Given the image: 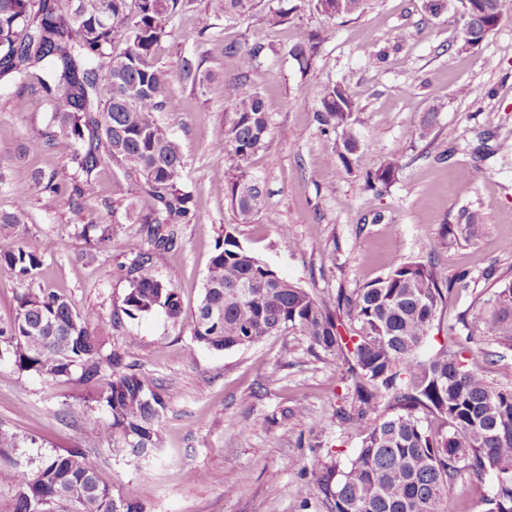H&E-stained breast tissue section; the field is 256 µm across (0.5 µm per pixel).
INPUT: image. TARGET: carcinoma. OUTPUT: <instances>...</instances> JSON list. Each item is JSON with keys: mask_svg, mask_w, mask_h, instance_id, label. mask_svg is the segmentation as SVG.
<instances>
[{"mask_svg": "<svg viewBox=\"0 0 512 512\" xmlns=\"http://www.w3.org/2000/svg\"><path fill=\"white\" fill-rule=\"evenodd\" d=\"M184 0H0V78L21 89L41 92L50 104V130L40 147L56 137L74 144L72 162L85 178L115 161L123 176L138 186L146 203L125 209L129 224L142 225L150 249L132 260L130 288L122 312L135 318L163 310L181 316L177 293L160 278L157 267L180 241L179 225L193 217V196L181 181L179 143L158 113L170 92V73L158 65L155 47L169 36V25ZM226 15L249 17L261 0H218ZM270 5L271 27L288 23L292 9ZM329 21L361 14L366 0H311ZM504 0H424L432 16L448 11L464 19L453 45L464 50L469 34L483 26L493 31L503 15ZM126 34L117 53L115 36ZM332 27L301 29L288 51L300 72L307 71ZM263 47H225L237 79L224 113V137L215 151H230L235 173L224 186L241 221L264 206L260 181L242 166L267 144L270 119L261 94L244 78ZM322 122L341 130L326 162H341L362 174L370 190L388 187L399 172L400 153L373 159L352 127L356 105L342 83L327 84L319 96ZM23 206L0 212V235L21 223ZM481 216L464 210L448 228L454 239L469 240ZM81 234L102 243L112 236L103 212L84 211ZM0 265L21 279L36 280L41 251L19 246L0 252ZM436 268L422 261L398 262L390 272L329 305L306 289L279 277L245 249L233 229L212 256L201 302L193 320L196 343L224 351L247 347L289 327L299 329L311 347L348 366L350 409L336 413L341 423L363 427L359 448L342 466H327L312 477L329 512H447L448 487L460 467L477 479L490 474L493 488L488 512H512V388L493 384L469 366L456 345L422 351L438 312L452 288L441 287ZM95 313L74 312L70 300L55 292L30 289L18 297L15 317L0 325V361L16 372L46 379L78 376L90 383L101 371L112 380L77 414L100 438L133 455L160 445L156 423L166 404L158 387L122 368V358L106 353L91 329ZM470 336H488L512 351V279L496 281L495 290L462 318ZM441 422L434 431L428 419ZM17 488L14 512H33L37 498L50 501L49 512H141L136 492L115 495L100 484L95 461L74 449L43 457L29 474L0 468V483Z\"/></svg>", "mask_w": 512, "mask_h": 512, "instance_id": "carcinoma-1", "label": "carcinoma"}]
</instances>
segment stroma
Segmentation results:
<instances>
[{
  "label": "stroma",
  "mask_w": 512,
  "mask_h": 512,
  "mask_svg": "<svg viewBox=\"0 0 512 512\" xmlns=\"http://www.w3.org/2000/svg\"><path fill=\"white\" fill-rule=\"evenodd\" d=\"M290 2L288 23L272 28L260 9L238 18L213 12L210 0H186L156 49L171 76L159 119L182 147V179L197 214L158 267L180 297L176 320L161 310L134 319L120 314L129 264L148 248L140 225L124 219L138 198L135 186L108 161L85 183L83 198L38 191L40 172L72 181L73 145L60 137L39 148L48 101L33 94L24 111H15L18 87L0 80V211L25 206L23 224L0 237V252L23 244L43 251L34 283L0 266V322L14 318L28 288L63 294L76 313L96 312L94 327L107 348L161 386L166 400L157 424L161 444L139 458L71 415L105 380H46L2 361L0 427L25 440L11 452L18 470L79 449L96 462L100 483L116 492L135 488L144 512H329L310 472L344 464L362 438L359 428L336 422L348 385L342 366L294 328L221 352L192 337L210 260L228 225L243 247L318 299L353 292L411 259L433 262L448 279L468 272V286L454 288L439 311L426 349L461 343L469 365L512 387V368L491 357V339L467 337L458 322L489 295L495 278L512 277V251L503 247L512 240V0L474 53L451 46L459 15L432 17L422 0H370L362 15L336 20L334 37L304 74L287 51L298 30L320 28L326 19L307 0ZM233 43L264 48L247 83L261 92L272 126L267 146L245 163L264 186V207L247 223L224 193L237 160L211 149L224 135L234 77L224 49ZM185 57L204 73L203 83L182 80ZM335 82L355 100L354 129L367 152L378 160L402 153L398 177L384 192L366 190L361 174L325 161L334 138L322 133L318 93ZM432 109L434 133L417 140ZM487 131L493 137L485 142ZM480 145L479 158L473 150ZM107 205L112 236L89 243L80 233L83 210ZM466 207L479 211L483 224L470 241H450L447 229ZM233 472L244 473L245 482L229 481ZM491 485V478L460 470L448 512H487Z\"/></svg>",
  "instance_id": "stroma-1"
}]
</instances>
